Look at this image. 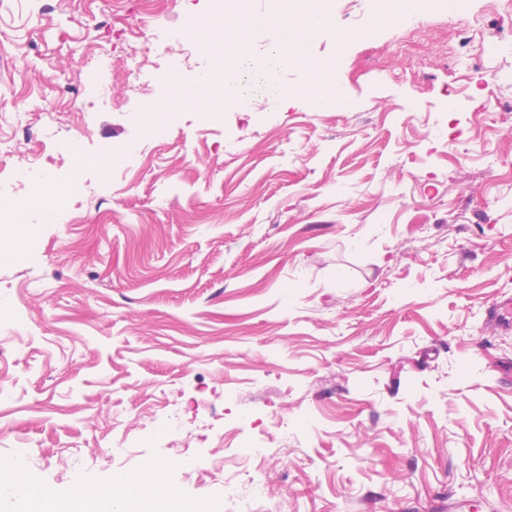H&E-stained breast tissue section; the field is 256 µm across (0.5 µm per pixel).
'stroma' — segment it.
Segmentation results:
<instances>
[{
    "label": "stroma",
    "instance_id": "35a3bbf8",
    "mask_svg": "<svg viewBox=\"0 0 512 512\" xmlns=\"http://www.w3.org/2000/svg\"><path fill=\"white\" fill-rule=\"evenodd\" d=\"M457 7L512 42L500 0ZM377 13L337 5L307 42L336 77L323 110L257 89L147 137L170 92L155 54L127 68L140 0H93L83 27L67 2L0 0V163L41 151L49 118L72 143L49 165L68 209L0 239V462L33 489L152 464L213 512H512V324L488 316L512 300V118L485 119L512 103V54L454 75L445 18L405 53ZM104 47L110 103L59 98ZM168 57L186 87L222 67Z\"/></svg>",
    "mask_w": 512,
    "mask_h": 512
}]
</instances>
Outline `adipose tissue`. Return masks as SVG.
I'll return each mask as SVG.
<instances>
[{"instance_id":"1","label":"adipose tissue","mask_w":512,"mask_h":512,"mask_svg":"<svg viewBox=\"0 0 512 512\" xmlns=\"http://www.w3.org/2000/svg\"><path fill=\"white\" fill-rule=\"evenodd\" d=\"M330 22L328 15L311 9L305 0H269L268 11L259 17L252 16L246 0L238 4V16L234 25L215 26L199 30L187 25L185 33L198 41L205 50L221 49L224 42L238 41V30L242 27L272 25L279 28L281 38L270 54L265 71L270 83H277L281 69L298 67L304 70L309 81L301 87L300 93L307 97L315 108H323L330 102L333 73L330 67L321 65L305 52L307 41ZM161 79L172 89L168 103L157 106V113L170 112L173 105L185 102L203 113L219 111L243 112L247 109L246 98L212 76L201 75L196 90L185 89L172 74H162ZM82 495L88 501L110 500L115 512H137L140 505L162 506L165 512H181L183 505L177 491L165 480L161 468L149 465L137 475L124 472L113 473L108 484L83 486Z\"/></svg>"}]
</instances>
